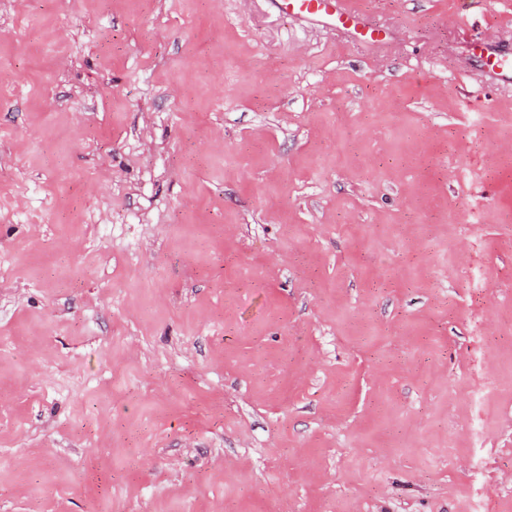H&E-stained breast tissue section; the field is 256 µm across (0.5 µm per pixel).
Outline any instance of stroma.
<instances>
[{
  "mask_svg": "<svg viewBox=\"0 0 512 512\" xmlns=\"http://www.w3.org/2000/svg\"><path fill=\"white\" fill-rule=\"evenodd\" d=\"M0 0V512H512V0ZM281 16L352 34L361 43L382 42V31L364 22L349 0H269ZM471 52L497 80L512 82V50H493L483 43L474 42L471 44Z\"/></svg>",
  "mask_w": 512,
  "mask_h": 512,
  "instance_id": "obj_1",
  "label": "stroma"
}]
</instances>
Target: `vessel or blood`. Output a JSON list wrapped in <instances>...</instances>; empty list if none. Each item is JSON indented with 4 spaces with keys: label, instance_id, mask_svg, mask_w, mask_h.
I'll list each match as a JSON object with an SVG mask.
<instances>
[{
    "label": "vessel or blood",
    "instance_id": "1",
    "mask_svg": "<svg viewBox=\"0 0 512 512\" xmlns=\"http://www.w3.org/2000/svg\"><path fill=\"white\" fill-rule=\"evenodd\" d=\"M270 3L281 16L349 33L362 43H378L382 40L381 30L365 23L349 0H270ZM471 52L497 80L512 82V50H493L475 42L471 45Z\"/></svg>",
    "mask_w": 512,
    "mask_h": 512
}]
</instances>
